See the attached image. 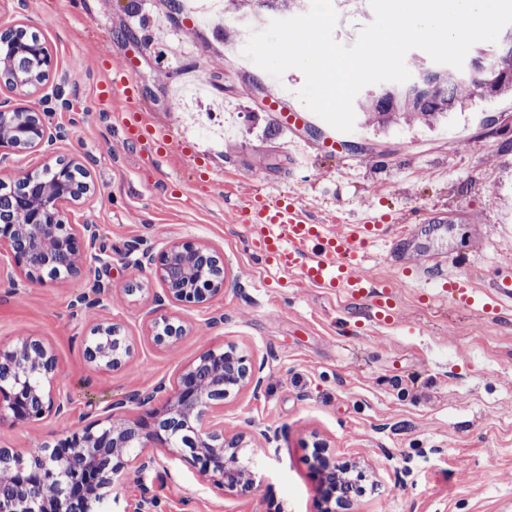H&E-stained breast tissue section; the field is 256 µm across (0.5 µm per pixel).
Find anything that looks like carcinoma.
<instances>
[{"label": "carcinoma", "instance_id": "cac0c4a2", "mask_svg": "<svg viewBox=\"0 0 512 512\" xmlns=\"http://www.w3.org/2000/svg\"><path fill=\"white\" fill-rule=\"evenodd\" d=\"M304 0H233V7L250 15L263 9H301ZM492 62L460 75L446 69H420L407 83L367 93L358 108L368 123L382 126L434 124L474 94L496 95L512 90V46L491 49Z\"/></svg>", "mask_w": 512, "mask_h": 512}]
</instances>
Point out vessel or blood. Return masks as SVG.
I'll use <instances>...</instances> for the list:
<instances>
[{
	"mask_svg": "<svg viewBox=\"0 0 512 512\" xmlns=\"http://www.w3.org/2000/svg\"><path fill=\"white\" fill-rule=\"evenodd\" d=\"M266 264L283 272H300L302 278L331 292H346L354 298L369 299L375 316L391 321L394 316L389 282L362 274L364 250L368 243L387 240L386 224H348L343 231L326 224L311 223L299 207L288 202L267 203L260 197L249 199L244 207ZM460 307L482 316L493 312V302L512 300V279L492 284V300L472 294L467 275H457L451 283Z\"/></svg>",
	"mask_w": 512,
	"mask_h": 512,
	"instance_id": "b4317fda",
	"label": "vessel or blood"
}]
</instances>
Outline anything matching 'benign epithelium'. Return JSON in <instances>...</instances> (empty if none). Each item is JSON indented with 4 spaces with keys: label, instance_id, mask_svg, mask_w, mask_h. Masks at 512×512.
Here are the masks:
<instances>
[{
    "label": "benign epithelium",
    "instance_id": "benign-epithelium-1",
    "mask_svg": "<svg viewBox=\"0 0 512 512\" xmlns=\"http://www.w3.org/2000/svg\"><path fill=\"white\" fill-rule=\"evenodd\" d=\"M12 28L0 23V83L14 90L37 87L54 66L48 45L39 40L18 43L9 39ZM26 54L32 75L20 76L5 45ZM67 138L59 124L46 120L20 103L0 105V160L7 155L46 148ZM64 178L49 185L36 174L14 178L21 186L17 218L0 224V274L19 276L27 284L48 280L63 283L89 278L97 254L99 229L79 222L76 214L95 194V185L76 157H56ZM139 265L162 285L154 298L162 307H175L152 318L146 339L155 348L173 353L189 332L188 312L224 295L226 277L219 253L191 239L167 243L158 253H141ZM94 297L78 302L94 309L112 301V289L93 285ZM134 346L125 329L112 321H97L85 341L87 361L101 371H117L132 356ZM264 379L260 371L236 352L210 348L183 368L172 381H158L105 408V415L77 428L52 445L38 443V451L0 446V512H96L99 500L112 493L131 463L149 468L150 448L191 461L199 472L236 495L250 492L255 475L243 460L247 433L224 432V399L231 392L250 388L257 393ZM160 407L136 419L120 417L127 403ZM71 398L64 375L52 349L39 337L19 336L8 348L0 347V422L30 427L46 416L65 419ZM314 476L321 488L320 512H348L353 485L340 479L336 464L324 454L317 456ZM154 497L144 492L127 512H156Z\"/></svg>",
    "mask_w": 512,
    "mask_h": 512
}]
</instances>
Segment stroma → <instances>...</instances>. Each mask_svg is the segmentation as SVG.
Returning a JSON list of instances; mask_svg holds the SVG:
<instances>
[{"instance_id":"35a3bbf8","label":"stroma","mask_w":512,"mask_h":512,"mask_svg":"<svg viewBox=\"0 0 512 512\" xmlns=\"http://www.w3.org/2000/svg\"><path fill=\"white\" fill-rule=\"evenodd\" d=\"M344 23L336 42L353 45L374 17L369 0H332ZM151 20V43L138 25ZM0 23L36 33L55 66L32 105L48 101L68 138L60 154L81 156L97 186L79 213L98 225L105 257L97 275L115 288L111 304L75 307L86 283L24 286L0 279V344L34 335L54 351L72 398L71 416L32 428L0 423V443L28 448L57 442L108 403L159 379H173L205 350L232 346L261 366L259 393L224 402V430L252 431L248 451L256 486L224 493L187 460L159 454L147 470L128 467L112 489L111 512H126L150 489L159 512H319L312 477L315 444L338 461H358L366 492L355 512H512V304L477 320L444 300L438 281H415L380 244L366 249V274L391 280L394 318L378 322L364 299L328 292L283 274L255 255L237 208L253 193L284 195L321 224L375 210L391 224H412L427 264L473 288L512 277V94L474 96L434 128L386 129L356 121L340 133L317 115L308 127L281 130L249 95L250 86L304 111V74L274 78L224 46L219 18L183 10L167 17L160 0H0ZM135 81L136 105L112 89ZM167 130L174 156L124 141L118 117ZM339 137L337 151L323 142ZM305 140L313 170L300 180L290 138ZM446 216L443 224L433 223ZM192 239L224 260V295L189 312L178 353L145 339L157 315L160 283L138 263L143 249ZM140 292L125 295L127 284ZM124 325L134 344L126 371L92 370L83 347L92 318ZM278 429L265 442L263 429Z\"/></svg>"}]
</instances>
